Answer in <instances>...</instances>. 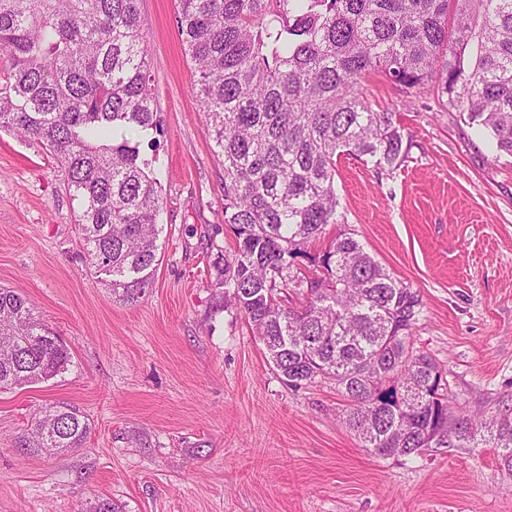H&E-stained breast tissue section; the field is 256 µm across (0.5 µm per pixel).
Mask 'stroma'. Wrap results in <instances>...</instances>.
I'll return each mask as SVG.
<instances>
[{
    "label": "stroma",
    "instance_id": "stroma-1",
    "mask_svg": "<svg viewBox=\"0 0 512 512\" xmlns=\"http://www.w3.org/2000/svg\"><path fill=\"white\" fill-rule=\"evenodd\" d=\"M160 130L141 138L164 201L153 285L135 303L92 277L65 171L0 129V287L22 293L72 353L65 374L0 391V512H512V472L490 448L404 459L362 448L344 398L292 390L211 268L232 253L224 168L191 87L177 0H139ZM363 92L397 113L401 168L344 155L336 192L366 250L422 297L413 337L446 376L456 414L512 409V157L435 92L375 75ZM76 406L83 447L26 450L47 404Z\"/></svg>",
    "mask_w": 512,
    "mask_h": 512
}]
</instances>
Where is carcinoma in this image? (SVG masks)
I'll return each mask as SVG.
<instances>
[{
	"instance_id": "carcinoma-1",
	"label": "carcinoma",
	"mask_w": 512,
	"mask_h": 512,
	"mask_svg": "<svg viewBox=\"0 0 512 512\" xmlns=\"http://www.w3.org/2000/svg\"><path fill=\"white\" fill-rule=\"evenodd\" d=\"M195 63L193 93L224 162V223L236 249L212 265L282 382L330 379L345 427L378 456L429 448L496 450L512 471V413L465 418L436 362L413 348L420 295L341 223L337 159L393 171L409 146L394 112H375L361 80L427 86L512 156V0H179ZM0 128L43 144L78 201L90 274L136 302L157 266L162 200L139 144L117 132L157 129L138 0H0ZM323 269L307 277L296 260ZM306 290L300 307L284 289ZM72 365L29 300L0 287V390L49 381ZM77 408L35 415L27 447L81 448Z\"/></svg>"
}]
</instances>
